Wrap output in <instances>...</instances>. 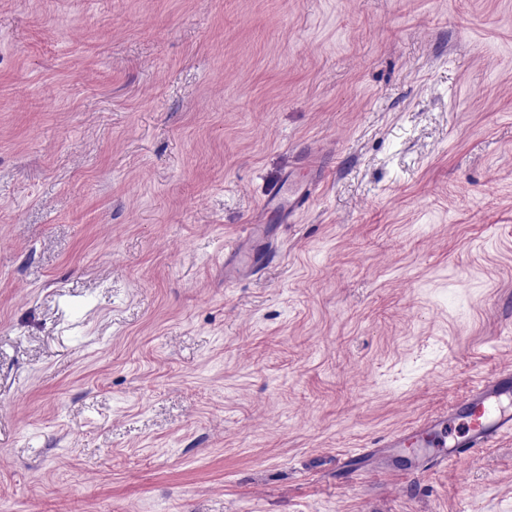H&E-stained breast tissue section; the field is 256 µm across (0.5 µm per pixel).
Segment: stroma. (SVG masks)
Instances as JSON below:
<instances>
[{
  "mask_svg": "<svg viewBox=\"0 0 512 512\" xmlns=\"http://www.w3.org/2000/svg\"><path fill=\"white\" fill-rule=\"evenodd\" d=\"M510 362L512 0H0V512H512L340 466Z\"/></svg>",
  "mask_w": 512,
  "mask_h": 512,
  "instance_id": "1",
  "label": "stroma"
}]
</instances>
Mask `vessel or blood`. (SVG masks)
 I'll return each instance as SVG.
<instances>
[{
  "label": "vessel or blood",
  "instance_id": "1",
  "mask_svg": "<svg viewBox=\"0 0 512 512\" xmlns=\"http://www.w3.org/2000/svg\"><path fill=\"white\" fill-rule=\"evenodd\" d=\"M308 195L305 187L288 196L277 188L262 206L268 209L280 202L289 215L304 207ZM505 435H512L511 367L491 371L447 411L399 433L377 438L368 453L375 456L397 448H426L434 463L440 465L462 461L473 449L493 447Z\"/></svg>",
  "mask_w": 512,
  "mask_h": 512
}]
</instances>
